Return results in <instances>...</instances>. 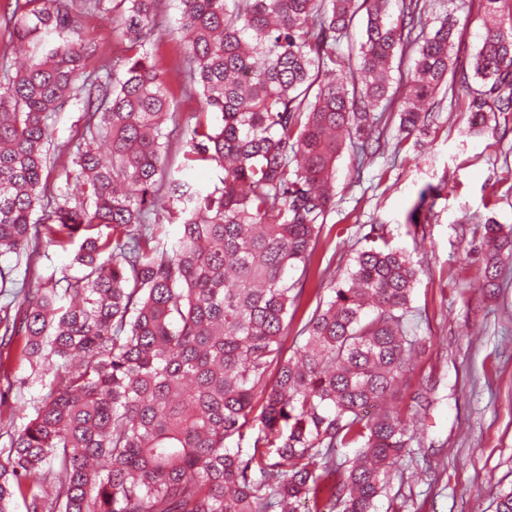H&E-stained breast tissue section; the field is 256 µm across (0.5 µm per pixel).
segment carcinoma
Segmentation results:
<instances>
[{
  "label": "carcinoma",
  "mask_w": 512,
  "mask_h": 512,
  "mask_svg": "<svg viewBox=\"0 0 512 512\" xmlns=\"http://www.w3.org/2000/svg\"><path fill=\"white\" fill-rule=\"evenodd\" d=\"M158 2L13 3L29 59L0 81V257L29 267L56 247L75 273H39L0 306V374L14 359L42 385L29 421L0 432V512H377L411 448L397 401L425 348L407 324L418 269L372 226L291 350L302 289L288 272L311 264L342 133L363 162L393 106L400 130L424 129L450 72L472 117L512 112V31L487 28L473 86L449 56L456 20L424 33L425 0H179L185 52L163 69L146 49L165 39ZM96 10L120 19L119 76L86 72L80 17ZM360 17L359 54L336 55ZM337 68L345 79L327 80ZM167 77L202 103L176 171ZM72 100L81 196L47 200L50 120ZM197 166L219 182L196 184ZM433 196L421 190L410 223ZM484 229L492 290L512 238ZM348 445L346 466L336 449Z\"/></svg>",
  "instance_id": "cac0c4a2"
}]
</instances>
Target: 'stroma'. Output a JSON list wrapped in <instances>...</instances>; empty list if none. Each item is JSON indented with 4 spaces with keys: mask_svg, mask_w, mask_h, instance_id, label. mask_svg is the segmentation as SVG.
Returning <instances> with one entry per match:
<instances>
[{
    "mask_svg": "<svg viewBox=\"0 0 512 512\" xmlns=\"http://www.w3.org/2000/svg\"><path fill=\"white\" fill-rule=\"evenodd\" d=\"M485 0H427L422 16L434 30L447 14L458 19L452 60L469 62L481 44ZM117 21L83 15L81 28L95 57L113 61L123 46ZM431 129L406 136L397 118L381 124L383 147L365 163L348 151L336 161L333 209L307 274L292 272L304 293L288 329L296 336L330 292L328 279H345L371 225H384L391 246L404 250L422 271L409 316L425 350L409 361L408 387L438 382L441 402L415 409L402 397L399 409L412 437L411 451L393 472L377 512H491L499 490L512 486V259L505 260L499 293L483 290L485 247L472 217H491L512 228V114L488 118L474 134L461 95H437ZM431 208L416 224L408 213L425 187ZM29 366L16 379L0 378V393L14 406L13 425L26 422L29 402L41 389Z\"/></svg>",
    "mask_w": 512,
    "mask_h": 512,
    "instance_id": "35a3bbf8",
    "label": "stroma"
}]
</instances>
